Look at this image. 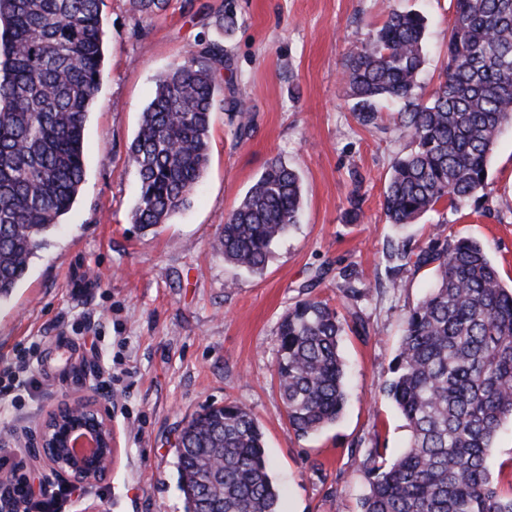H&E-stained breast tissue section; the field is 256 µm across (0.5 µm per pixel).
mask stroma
I'll use <instances>...</instances> for the list:
<instances>
[{
  "label": "stroma",
  "mask_w": 512,
  "mask_h": 512,
  "mask_svg": "<svg viewBox=\"0 0 512 512\" xmlns=\"http://www.w3.org/2000/svg\"><path fill=\"white\" fill-rule=\"evenodd\" d=\"M238 17L224 36L236 92L251 131L239 138L226 113L212 116L210 160L190 205L157 231L131 222L139 185L128 146L151 101L157 75L201 38L209 18L169 0L154 17L133 0H103L106 60L85 129V174L61 229L33 258L24 280L0 301V369L31 349L41 385L18 392L0 411V448L25 460L33 487L58 485L30 450L39 421L63 402L99 399L96 376L112 367V428L117 451L110 478L87 486L65 512H185L175 441L202 406L236 401L258 421L281 490L280 512H361L367 483L357 469L365 449L387 458L402 449L404 420L379 392L407 311L433 280L406 268L389 284L392 244L428 246L437 238L483 242L504 283L512 282V126L490 161L486 187L397 227L384 215V190L408 143L362 126L342 78L349 52L390 9L428 18L426 64L417 90L428 98L446 62L453 0H229ZM293 168L303 192L299 222L277 242L262 273L216 253L224 217L267 164ZM359 221H350L351 207ZM366 289L368 332L344 333L347 401L316 434L289 429L274 377L281 317L303 292L340 305L342 274ZM497 492L512 494V420L490 456Z\"/></svg>",
  "instance_id": "1"
}]
</instances>
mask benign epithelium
<instances>
[{"label":"benign epithelium","mask_w":512,"mask_h":512,"mask_svg":"<svg viewBox=\"0 0 512 512\" xmlns=\"http://www.w3.org/2000/svg\"><path fill=\"white\" fill-rule=\"evenodd\" d=\"M88 438L93 449L84 452ZM115 447L110 408L83 400L59 404L46 414L32 454L61 481L95 484L111 475Z\"/></svg>","instance_id":"obj_1"}]
</instances>
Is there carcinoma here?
<instances>
[{
	"mask_svg": "<svg viewBox=\"0 0 512 512\" xmlns=\"http://www.w3.org/2000/svg\"><path fill=\"white\" fill-rule=\"evenodd\" d=\"M101 0H0V299L27 275L32 258L62 225L84 176L88 115L104 62ZM155 15L168 0H134ZM233 6L215 14L224 33ZM427 19L392 8L348 55L343 75L353 111L378 124L377 104H401L393 132L408 140L384 192L392 224H410L444 203L484 189L493 147L512 125V0H454L448 60L427 100L417 97ZM221 39L200 41L161 73L129 146L140 196L132 223L154 229L191 202L210 155L211 116L220 108L249 131L247 106L217 76L228 67ZM296 172L270 162L224 219L216 249L224 261L260 273L274 244L297 223ZM397 275L412 265L434 283L409 309L381 392L408 431L393 461L370 448L358 463L368 482L362 512H512L492 484L488 457L503 420L512 419V287L502 284L484 247L469 237L438 239L417 252L388 254ZM352 309L297 300L280 320L275 374L288 426L315 434L346 403L339 340L367 326L356 311L361 291L340 289ZM187 512H279L263 432L244 404L210 405L182 423L176 448Z\"/></svg>",
	"mask_w": 512,
	"mask_h": 512,
	"instance_id": "cac0c4a2",
	"label": "carcinoma"
}]
</instances>
